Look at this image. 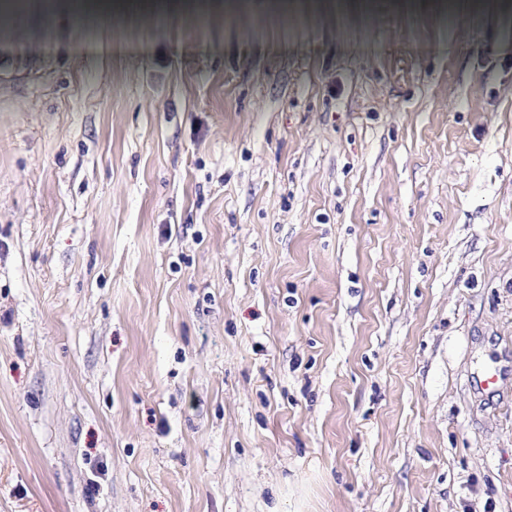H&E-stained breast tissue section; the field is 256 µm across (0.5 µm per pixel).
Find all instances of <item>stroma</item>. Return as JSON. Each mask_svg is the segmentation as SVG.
Returning <instances> with one entry per match:
<instances>
[{"label": "stroma", "mask_w": 512, "mask_h": 512, "mask_svg": "<svg viewBox=\"0 0 512 512\" xmlns=\"http://www.w3.org/2000/svg\"><path fill=\"white\" fill-rule=\"evenodd\" d=\"M0 21V512H512V0Z\"/></svg>", "instance_id": "stroma-1"}]
</instances>
